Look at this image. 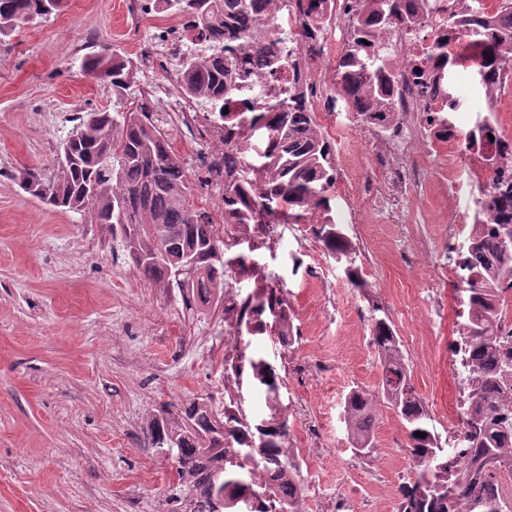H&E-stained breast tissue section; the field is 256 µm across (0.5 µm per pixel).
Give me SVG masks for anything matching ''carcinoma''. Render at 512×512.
Wrapping results in <instances>:
<instances>
[{"label": "carcinoma", "mask_w": 512, "mask_h": 512, "mask_svg": "<svg viewBox=\"0 0 512 512\" xmlns=\"http://www.w3.org/2000/svg\"><path fill=\"white\" fill-rule=\"evenodd\" d=\"M272 0H146L143 14L160 9L186 20L192 42L208 45L202 53L183 57L178 91L202 111L203 119L224 130V186L218 202L224 207V227L212 223L208 208L191 204L195 184L211 185L219 171L210 169L192 180L187 162L170 136L156 127L147 100L127 109L121 99L132 62L118 49L86 58L82 69L107 80L115 92L112 108L76 117V125L58 146L53 173L25 168L17 175L23 193L61 211L91 206L97 223L112 229L144 280L167 291L178 289L183 302L201 306L223 304L229 281H254V291L236 303L237 335L274 332L282 344L293 332L284 285L270 287L257 265L243 254L231 253L239 241L267 224H306L320 214L327 220L315 230L317 240L332 256H349L346 241L332 216L336 157L317 113L299 91L276 104L247 102L249 111L234 105L243 99L239 72L280 62L263 44L259 20ZM299 20L310 38L323 30L315 24L325 0H297ZM423 0H356L349 43L337 69L336 92L353 111L379 125L393 112L392 92L397 66L385 46L371 45L383 29H410L418 22ZM64 7V0H0V43L22 26L45 20ZM475 36L472 54L461 59L445 46L455 30ZM512 60V12L490 23L471 7L448 25L447 41L439 42L414 66L418 86L439 108L427 113L435 136L448 138L452 125L446 113L458 101L449 92L448 76L462 63L477 68L486 90H497L500 71ZM494 151L488 166L491 190L481 201L478 224L458 262L464 272L457 291L468 306L467 376L470 413L465 427L464 464L448 468V449L441 444L424 400L416 393L399 341L390 324L377 319L372 344L383 372L380 391L403 421L407 450L415 464L413 481L399 489L397 512H512L501 498V472L512 471V400L500 395V382L512 365L491 351L504 310L502 292L512 286V137L486 121L468 135V148ZM206 273L181 288L173 272L185 256ZM233 377H248L265 394L270 418L258 423L224 405L217 412L203 399L173 412L164 406L150 421L151 446L177 443L180 456L168 489L172 512H196L209 496L210 473L224 468V508L238 512L235 502L256 494L249 512H304L302 460L289 446L288 416L281 407L282 376L266 359L240 358ZM373 396L351 390L344 404V422L355 449L371 452ZM426 436L420 437L418 433Z\"/></svg>", "instance_id": "cac0c4a2"}]
</instances>
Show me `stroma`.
I'll return each mask as SVG.
<instances>
[{
    "label": "stroma",
    "instance_id": "35a3bbf8",
    "mask_svg": "<svg viewBox=\"0 0 512 512\" xmlns=\"http://www.w3.org/2000/svg\"><path fill=\"white\" fill-rule=\"evenodd\" d=\"M160 17L126 14L123 0H67L0 44V512H170L173 466L150 444L149 417L197 398L224 407L222 310L186 308L179 294L140 277L107 225L46 207L14 180L26 167L51 170L76 113L112 106L110 84L82 72L87 55L116 47L134 61L129 108L149 84L175 78L179 62L138 52ZM452 90L459 107L448 119L461 132L487 120L512 136V94L487 98L472 72ZM317 116L335 151L353 159L336 174V209L361 284L347 281L311 225H275L272 236L256 235V250H237L283 279L294 339L285 346L273 334L246 335L242 344L283 378L305 512H327L336 492L351 512L367 496L378 512H396L414 472L403 424L378 399L374 448L359 453L343 421L345 398L378 390L372 323L385 317L437 433L445 432L456 406L450 339L461 314L448 227L475 224L478 203L469 177L449 191L443 173L457 152L445 142L427 148V124L416 129L424 148L406 160L419 177L401 187L375 151L389 127L354 112Z\"/></svg>",
    "mask_w": 512,
    "mask_h": 512
}]
</instances>
